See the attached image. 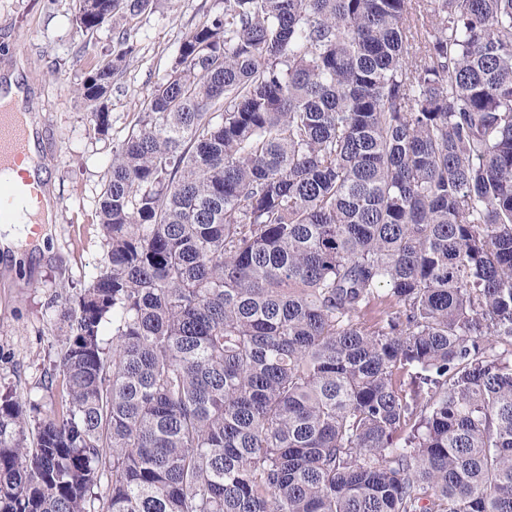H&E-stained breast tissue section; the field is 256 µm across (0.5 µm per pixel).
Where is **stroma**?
<instances>
[{
    "label": "stroma",
    "instance_id": "35a3bbf8",
    "mask_svg": "<svg viewBox=\"0 0 512 512\" xmlns=\"http://www.w3.org/2000/svg\"><path fill=\"white\" fill-rule=\"evenodd\" d=\"M213 7L214 0H162L132 19L104 24L88 40L71 22L74 0H0V73L23 64L34 113L53 133L50 186L58 212L47 247L30 241L18 254H0V391L37 404L41 415L54 409L61 386L53 375L58 340L67 330L59 297L83 287L106 264L96 211L112 152L174 65L184 35ZM118 28L127 29L137 52L112 86V125L99 135L73 89L87 56L110 50Z\"/></svg>",
    "mask_w": 512,
    "mask_h": 512
}]
</instances>
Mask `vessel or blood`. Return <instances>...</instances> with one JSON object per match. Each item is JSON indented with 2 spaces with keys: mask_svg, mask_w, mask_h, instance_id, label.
Wrapping results in <instances>:
<instances>
[{
  "mask_svg": "<svg viewBox=\"0 0 512 512\" xmlns=\"http://www.w3.org/2000/svg\"><path fill=\"white\" fill-rule=\"evenodd\" d=\"M30 132L13 106L0 104V171L22 166L29 159ZM48 179L0 180V223H23L39 233Z\"/></svg>",
  "mask_w": 512,
  "mask_h": 512,
  "instance_id": "b4317fda",
  "label": "vessel or blood"
}]
</instances>
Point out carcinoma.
Segmentation results:
<instances>
[{
  "instance_id": "1",
  "label": "carcinoma",
  "mask_w": 512,
  "mask_h": 512,
  "mask_svg": "<svg viewBox=\"0 0 512 512\" xmlns=\"http://www.w3.org/2000/svg\"><path fill=\"white\" fill-rule=\"evenodd\" d=\"M135 52L75 89L100 133ZM97 217L0 512H512V0H222Z\"/></svg>"
}]
</instances>
